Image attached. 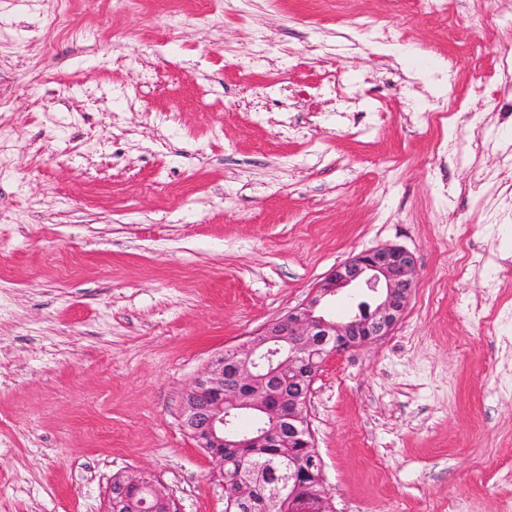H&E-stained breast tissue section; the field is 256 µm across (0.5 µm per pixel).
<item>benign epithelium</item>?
<instances>
[{"label":"benign epithelium","mask_w":512,"mask_h":512,"mask_svg":"<svg viewBox=\"0 0 512 512\" xmlns=\"http://www.w3.org/2000/svg\"><path fill=\"white\" fill-rule=\"evenodd\" d=\"M417 279V261L407 249L386 245L351 255L318 282L308 301L266 323L257 336L225 351L186 388L180 426L221 468L226 448H313L306 414L313 384L326 357L345 353L390 335L402 320ZM344 290L364 294L357 311L337 321L319 310ZM268 423L243 432L242 417ZM322 472L318 454L288 460V474L265 493L261 506L273 512L293 498L300 479ZM125 487L143 494L141 512H178L159 480L125 475ZM300 504L303 512H335L323 484Z\"/></svg>","instance_id":"obj_1"}]
</instances>
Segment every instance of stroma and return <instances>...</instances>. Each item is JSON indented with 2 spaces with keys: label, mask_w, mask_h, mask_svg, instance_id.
Listing matches in <instances>:
<instances>
[{
  "label": "stroma",
  "mask_w": 512,
  "mask_h": 512,
  "mask_svg": "<svg viewBox=\"0 0 512 512\" xmlns=\"http://www.w3.org/2000/svg\"><path fill=\"white\" fill-rule=\"evenodd\" d=\"M506 55L512 0H87L63 22L0 0V512H103L120 472L224 512L185 389L384 245L415 254L416 288L313 385L325 491L337 512H503Z\"/></svg>",
  "instance_id": "1"
}]
</instances>
